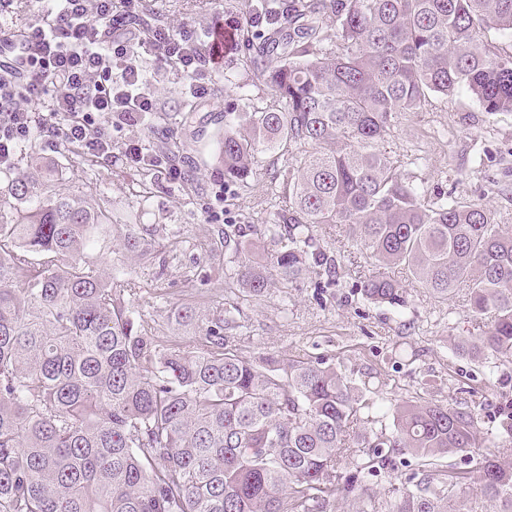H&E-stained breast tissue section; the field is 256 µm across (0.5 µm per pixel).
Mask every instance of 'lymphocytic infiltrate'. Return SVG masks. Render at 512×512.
<instances>
[{
	"instance_id": "obj_1",
	"label": "lymphocytic infiltrate",
	"mask_w": 512,
	"mask_h": 512,
	"mask_svg": "<svg viewBox=\"0 0 512 512\" xmlns=\"http://www.w3.org/2000/svg\"><path fill=\"white\" fill-rule=\"evenodd\" d=\"M40 11L23 35L0 39V168L13 169L20 147L38 137L80 144L106 161L164 168L178 179L179 168L165 157L113 143L114 124L133 128L157 110L134 44L114 35L120 16L113 0H40ZM214 41L198 29L165 38L164 54L184 78V97H206L204 77L219 54Z\"/></svg>"
}]
</instances>
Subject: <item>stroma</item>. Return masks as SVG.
Listing matches in <instances>:
<instances>
[{
  "mask_svg": "<svg viewBox=\"0 0 512 512\" xmlns=\"http://www.w3.org/2000/svg\"><path fill=\"white\" fill-rule=\"evenodd\" d=\"M140 13L151 23L178 31L186 27L223 26L232 42L210 81V91L198 103L192 124L182 114V82L174 66L163 58L151 31H123V38L139 46V62L156 76L154 93L165 117L163 137L191 148L178 163L192 186L172 181L155 171H140L108 163L89 154L72 156L66 144L35 140L44 157L63 163L70 191L91 186L107 208L136 216L141 224H168L177 228L175 246L159 249L152 261L138 265L141 302L151 303L157 335L177 330L168 316L173 305L192 302L204 313L222 308L228 296L223 285L208 278L227 264L224 231L227 225L251 228L252 237H264L273 214L284 208L280 151L257 158V176L246 186L225 180L223 166L213 155L224 130V110H263L275 98L244 64L243 46L259 29L252 16L255 0H138ZM470 122H460L462 113ZM399 172L419 184L428 198L456 197L490 205L500 223L512 225V113L485 116L467 94L435 99L424 112L403 118L385 143ZM325 248L341 268L334 285L318 290L274 286L257 300L241 303L235 336L245 354L275 352L288 359L320 360L342 369L356 383H369L384 403L396 407L429 401L449 407L467 406L478 416L481 451L454 457L455 466L475 469L482 450L501 439L500 413L512 406V363L495 358L475 362L458 354L454 343L485 335L492 314L471 312L467 289L448 298L433 297L411 281L404 271L393 276L405 289L398 305L360 299L357 291L377 272L369 253L347 240L338 229L323 236Z\"/></svg>",
  "mask_w": 512,
  "mask_h": 512,
  "instance_id": "1",
  "label": "stroma"
}]
</instances>
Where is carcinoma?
Returning <instances> with one entry per match:
<instances>
[{
    "label": "carcinoma",
    "instance_id": "cac0c4a2",
    "mask_svg": "<svg viewBox=\"0 0 512 512\" xmlns=\"http://www.w3.org/2000/svg\"><path fill=\"white\" fill-rule=\"evenodd\" d=\"M281 15L246 45L279 106L224 112L217 160L244 183L257 154L286 153L288 208L268 245L224 232V249L251 256L225 286L257 299L276 284L336 283L321 232L337 227L434 296L469 289L471 311L494 321L456 349L511 362L512 226L485 203L426 200L383 145L434 96L512 112V52L485 36L512 34V0H284ZM61 176L35 155L0 187V512H330L339 496L354 512H512V412L456 508L469 472L439 466L478 447L474 412H389L334 366L245 356L224 335L236 305H177L170 319L199 335L159 340L135 306L136 268L103 275L91 252L116 242L148 261L177 231L112 212L94 189L60 193ZM361 294L403 302L383 273ZM406 455L415 484L388 499L367 487Z\"/></svg>",
    "mask_w": 512,
    "mask_h": 512
}]
</instances>
